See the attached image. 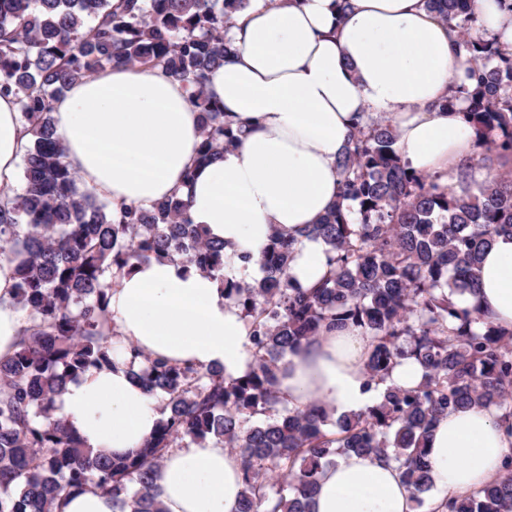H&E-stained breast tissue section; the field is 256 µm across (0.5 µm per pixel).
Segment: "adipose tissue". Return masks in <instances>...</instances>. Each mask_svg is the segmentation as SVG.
<instances>
[{
  "mask_svg": "<svg viewBox=\"0 0 512 512\" xmlns=\"http://www.w3.org/2000/svg\"><path fill=\"white\" fill-rule=\"evenodd\" d=\"M480 37L512 48V0H475ZM237 49L211 76L207 93L242 129L212 163H196L200 114L189 91L161 70L115 67L74 84L55 103L65 160L87 192L113 205L147 207L176 194L193 223L248 253L228 275L261 278L258 258L274 231L294 234L288 274L301 288L326 272L325 245L305 236L341 191L337 159L355 122L382 113L411 171L472 184L476 143L458 114L437 104L465 60L452 29L423 0H271L236 13ZM29 140L12 99L0 98V192L12 193ZM12 266L0 263V359L12 355L22 327ZM486 322L512 329V235L496 236L480 262L477 291L456 297ZM114 349L132 345L153 358L239 376L252 355L240 306L219 278L186 267L180 256L137 263L116 279L109 304ZM370 338L353 326L321 331L290 358L278 388L289 406L321 401L333 415L372 403L364 388ZM57 414L86 447L137 451L162 419L123 363L69 382ZM508 443L494 410L449 412L435 426L429 460L435 500L465 495L499 475ZM164 512H236L242 490L235 454L213 440L170 452L155 481ZM311 512H417L395 465L352 454L323 469Z\"/></svg>",
  "mask_w": 512,
  "mask_h": 512,
  "instance_id": "obj_1",
  "label": "adipose tissue"
}]
</instances>
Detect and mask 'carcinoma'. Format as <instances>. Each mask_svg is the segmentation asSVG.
<instances>
[{"label": "carcinoma", "instance_id": "1", "mask_svg": "<svg viewBox=\"0 0 512 512\" xmlns=\"http://www.w3.org/2000/svg\"><path fill=\"white\" fill-rule=\"evenodd\" d=\"M252 0H0V97L18 105L31 135L21 190L0 203V261L14 264L24 327L0 359V512H62L67 496L112 497L117 512H165L155 476L174 448L207 438L239 455L237 512H310L322 470L351 453L388 456L421 506L433 487L427 442L448 411L494 408L508 441L502 473L478 490L449 496L430 512H512V331L476 328V310L453 296L476 292L481 254L512 234V174L458 194L440 177L403 164L385 118H369L338 160L341 202L305 234L328 246L314 287L288 276L294 236L262 250L261 280L224 275L235 259L194 224L173 195L148 208L101 202L65 161L54 102L69 87L118 65L158 68L190 90L200 112L199 162L234 145L224 106L206 94L231 52V16ZM474 0H425L457 30L473 89L452 80L441 112L466 101L477 145L512 156V56L470 33ZM179 255L217 275L241 307L253 362L241 376L150 358L132 347L128 366L150 395L165 394L156 433L114 458L85 447L55 415L69 381L113 365L108 318L112 269ZM352 324L371 337L365 390L372 405L334 420L319 402L290 408L276 389L288 356L324 329ZM404 359L421 367L409 388L390 383Z\"/></svg>", "mask_w": 512, "mask_h": 512}]
</instances>
